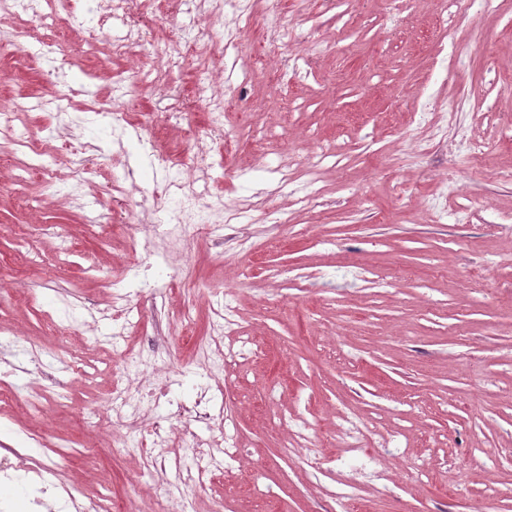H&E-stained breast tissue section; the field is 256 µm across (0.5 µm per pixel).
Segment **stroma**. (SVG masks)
<instances>
[{
    "mask_svg": "<svg viewBox=\"0 0 512 512\" xmlns=\"http://www.w3.org/2000/svg\"><path fill=\"white\" fill-rule=\"evenodd\" d=\"M85 12V0H73L44 30L53 76L27 55L34 21L0 17L14 32L0 46V95L49 98L82 84L72 107L82 113L110 93L114 72L138 75L124 97L128 119L172 165L119 146L110 117L63 130L54 113L35 111L23 133L47 149L54 177L29 179L31 207L13 189V145L0 142V380L9 397L0 443L19 442L22 426L42 428L39 462L69 457L60 482L100 491L83 471L100 464L112 473L110 495H135L138 512H336L349 492L357 512H512V184L458 169L443 202L449 215L436 220L425 200L448 173L455 139L420 118L429 101L454 108L458 129L488 145L484 168H512V0H479L453 81L440 50L453 21L448 0H351L343 11L279 0L273 12L260 2L246 22L225 6L212 24L239 30L241 50L204 61L188 53L167 76L191 95L206 62L227 102L217 143L201 110L167 121L153 83L154 58L197 22L183 0H145L154 37L122 56L91 41L78 23ZM322 144L334 152L316 180L279 184L280 164ZM416 144L426 149L419 166L389 165L396 149ZM202 146L210 192L200 208L243 217L175 241L160 231L179 207L166 186L192 175ZM79 167L89 174L74 194ZM311 192L316 203H301ZM465 205L470 218L456 223ZM266 207L281 223L263 220ZM94 210L107 223H89ZM146 243L149 293L128 270ZM118 291L133 318L116 341ZM218 298L238 323L222 336L211 333ZM208 338L235 354L217 382L196 354ZM14 341L54 363L65 388L36 418L25 412L30 378L17 369ZM140 374L165 388L148 405L151 422L206 398L224 428L194 425L195 438L210 445L226 432L237 459L201 481L182 476L196 468L192 456L170 453L153 469L145 430L109 416L113 388ZM297 416L310 422L306 436ZM344 416L359 419L363 454L337 447Z\"/></svg>",
    "mask_w": 512,
    "mask_h": 512,
    "instance_id": "35a3bbf8",
    "label": "stroma"
}]
</instances>
